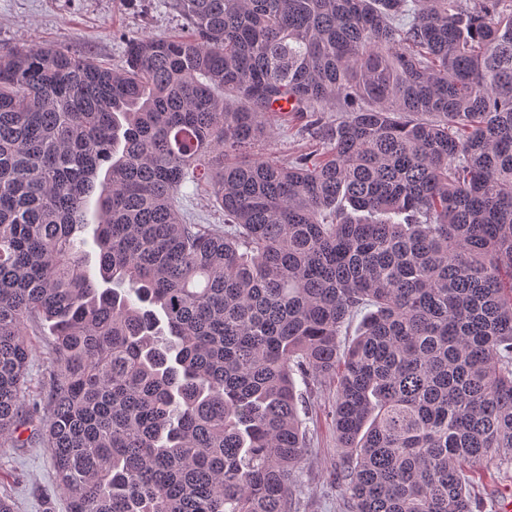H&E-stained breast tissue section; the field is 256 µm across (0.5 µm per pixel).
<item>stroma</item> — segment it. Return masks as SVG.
Returning a JSON list of instances; mask_svg holds the SVG:
<instances>
[{
	"mask_svg": "<svg viewBox=\"0 0 512 512\" xmlns=\"http://www.w3.org/2000/svg\"><path fill=\"white\" fill-rule=\"evenodd\" d=\"M181 17L168 0H0V48L55 46L88 56L113 69L124 65V47L135 36L186 34ZM272 136L262 154L279 161L315 150L299 120L269 116ZM183 207L197 224H220L223 213L207 188L185 183L179 191ZM308 402L309 448L301 464L299 512H345L333 479L341 458L336 448L332 408L335 384L304 389ZM473 512H497L499 491L512 489V467L488 463L479 468ZM9 496L15 512H69L58 488L50 450L36 443L28 448H0V496Z\"/></svg>",
	"mask_w": 512,
	"mask_h": 512,
	"instance_id": "1",
	"label": "stroma"
}]
</instances>
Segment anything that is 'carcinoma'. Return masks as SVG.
<instances>
[{
    "label": "carcinoma",
    "mask_w": 512,
    "mask_h": 512,
    "mask_svg": "<svg viewBox=\"0 0 512 512\" xmlns=\"http://www.w3.org/2000/svg\"><path fill=\"white\" fill-rule=\"evenodd\" d=\"M170 5L119 70L0 53V448L70 512H293L296 378L332 379L349 512H473L512 465V0ZM286 97L323 152L250 154ZM178 197L183 208L196 224H224V214L216 207L206 187H195L190 182L182 185ZM30 338L35 352L30 359L29 390L34 394H45L49 385L50 354L47 336L30 328ZM495 463V461L487 464L483 462L478 474H474L478 488L475 495L476 501L473 504V512H497V493L509 488L512 491L511 465L496 467Z\"/></svg>",
    "instance_id": "1"
}]
</instances>
